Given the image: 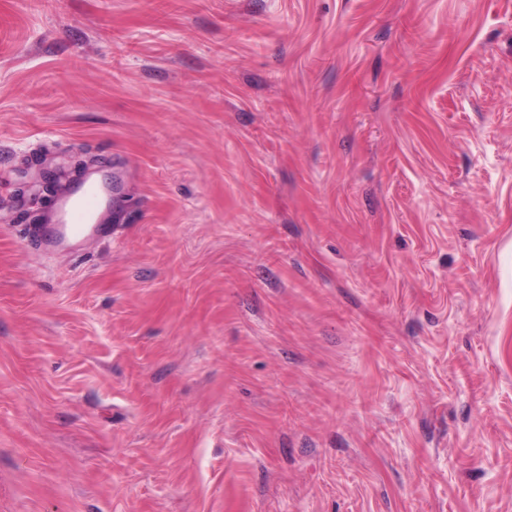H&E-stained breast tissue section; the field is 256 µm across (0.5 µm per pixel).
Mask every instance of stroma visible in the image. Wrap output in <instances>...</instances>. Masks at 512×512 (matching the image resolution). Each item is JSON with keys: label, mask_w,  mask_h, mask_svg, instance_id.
Segmentation results:
<instances>
[{"label": "stroma", "mask_w": 512, "mask_h": 512, "mask_svg": "<svg viewBox=\"0 0 512 512\" xmlns=\"http://www.w3.org/2000/svg\"><path fill=\"white\" fill-rule=\"evenodd\" d=\"M0 512H512V0H0ZM105 202V194L96 182H90L66 196L59 210L58 224L50 231L51 238H80L88 233L103 234L111 224H95Z\"/></svg>", "instance_id": "stroma-1"}]
</instances>
